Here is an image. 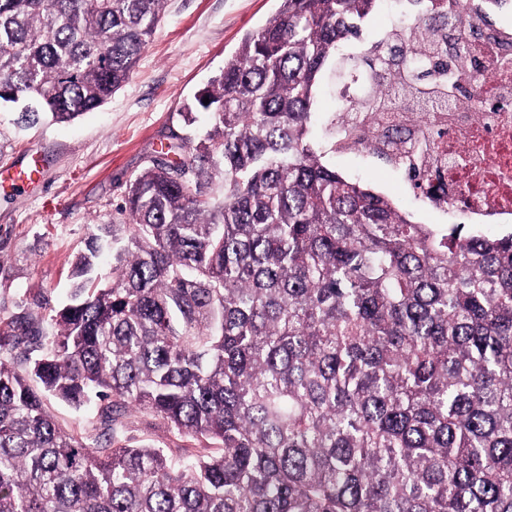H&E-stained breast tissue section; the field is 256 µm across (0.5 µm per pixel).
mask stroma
<instances>
[{
    "mask_svg": "<svg viewBox=\"0 0 512 512\" xmlns=\"http://www.w3.org/2000/svg\"><path fill=\"white\" fill-rule=\"evenodd\" d=\"M278 0H168L166 13L129 81L101 108L69 123L18 125L17 113L0 111V169L44 158L40 182L26 191L0 190V317L29 309L33 298L65 302L72 264L92 225L111 223L129 180L162 161L172 135L204 129L207 113L185 128L181 112L224 66L245 34L257 31ZM342 175L365 182L400 201L419 224L436 218L406 196L404 177L370 156L335 160ZM48 411L69 430L93 440L98 423L91 407L80 409L50 397ZM122 437L181 455L196 448L174 436L149 413L128 411Z\"/></svg>",
    "mask_w": 512,
    "mask_h": 512,
    "instance_id": "35a3bbf8",
    "label": "stroma"
}]
</instances>
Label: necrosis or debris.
I'll list each match as a JSON object with an SVG mask.
<instances>
[{
    "instance_id": "1",
    "label": "necrosis or debris",
    "mask_w": 512,
    "mask_h": 512,
    "mask_svg": "<svg viewBox=\"0 0 512 512\" xmlns=\"http://www.w3.org/2000/svg\"><path fill=\"white\" fill-rule=\"evenodd\" d=\"M465 58L448 67L449 82L470 79L487 72L481 84L486 102L475 111L462 95L451 98L444 112H400L379 114L362 111L358 91L345 97L347 112L340 124L355 128L353 137L337 140L340 154L368 156L384 149L393 157V167L408 172L416 167L444 172L433 196L423 199L428 211L450 217L463 215L479 226L512 223V27L495 26L491 34L470 44ZM407 126L408 136L394 140L391 129ZM448 128V136L433 151L417 152L423 134L437 126Z\"/></svg>"
}]
</instances>
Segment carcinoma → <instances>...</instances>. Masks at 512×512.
<instances>
[{
    "instance_id": "1",
    "label": "carcinoma",
    "mask_w": 512,
    "mask_h": 512,
    "mask_svg": "<svg viewBox=\"0 0 512 512\" xmlns=\"http://www.w3.org/2000/svg\"><path fill=\"white\" fill-rule=\"evenodd\" d=\"M278 2L181 113L208 128L94 225L69 302L0 319V512H512V228L417 224L336 171V113L313 137L338 70L370 112L447 105L467 0H404L381 53V0ZM166 4L0 0V106L99 108ZM48 396L93 407L96 443ZM133 407L219 447L125 444Z\"/></svg>"
}]
</instances>
